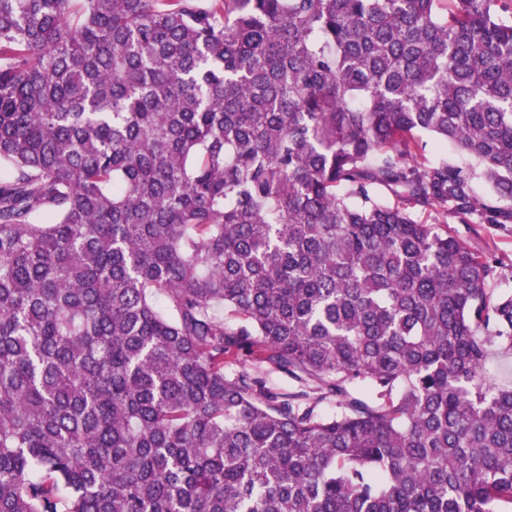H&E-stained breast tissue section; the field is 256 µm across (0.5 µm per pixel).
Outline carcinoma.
<instances>
[{"mask_svg": "<svg viewBox=\"0 0 512 512\" xmlns=\"http://www.w3.org/2000/svg\"><path fill=\"white\" fill-rule=\"evenodd\" d=\"M80 2L0 0V512H512V0ZM448 228L455 230L470 246L494 255L504 269L503 276L492 283L499 295L512 294V224L505 228L490 224H455L448 218Z\"/></svg>", "mask_w": 512, "mask_h": 512, "instance_id": "carcinoma-1", "label": "carcinoma"}]
</instances>
